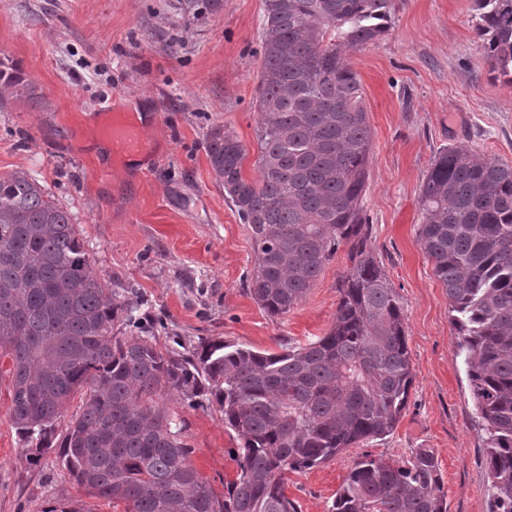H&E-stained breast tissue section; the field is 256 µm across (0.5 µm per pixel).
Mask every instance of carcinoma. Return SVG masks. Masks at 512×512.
Here are the masks:
<instances>
[{
    "instance_id": "obj_1",
    "label": "carcinoma",
    "mask_w": 512,
    "mask_h": 512,
    "mask_svg": "<svg viewBox=\"0 0 512 512\" xmlns=\"http://www.w3.org/2000/svg\"><path fill=\"white\" fill-rule=\"evenodd\" d=\"M493 71L512 85V0H476ZM392 0H263L255 108L259 179L243 144L206 134L216 184L246 225L249 292L288 314L349 246L351 267L328 332L280 353L220 337L159 345V320L96 279L72 214L29 172L0 175V358L10 359L9 416L36 463L58 450L92 497L124 512H298L286 473L309 470L393 432L413 364L403 306L368 248L363 192L371 129L344 48L375 45ZM190 19L224 0H175ZM418 237L448 294L478 422L485 431L489 512H512V164L468 147L440 151L418 198ZM219 406L240 441L237 472L215 496L190 462L184 426L157 396ZM80 412L58 429L67 403ZM329 512H448L438 459L362 456Z\"/></svg>"
}]
</instances>
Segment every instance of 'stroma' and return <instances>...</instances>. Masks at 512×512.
<instances>
[{
  "label": "stroma",
  "instance_id": "stroma-1",
  "mask_svg": "<svg viewBox=\"0 0 512 512\" xmlns=\"http://www.w3.org/2000/svg\"><path fill=\"white\" fill-rule=\"evenodd\" d=\"M173 0H0V66L23 85L0 93V175L23 169L68 209L88 243L94 276L118 299L137 296L164 323L160 342L220 336L279 352L328 332L349 267L340 246L306 298L272 316L249 293L254 264L245 224L214 180L205 150L223 126L246 149L242 173L258 177L255 90L263 60L262 0L184 19ZM474 0H393L388 32L346 54L363 88L372 156L363 197L369 247L403 306L415 376L390 435L344 449L288 476L298 512H328L355 458L436 455L449 512H487L484 433L476 424L448 296L418 240L417 198L438 151L466 146L512 163V86L495 80L475 31ZM146 108L154 140L147 175L104 178L111 157L89 132L94 111ZM0 375V512H122L89 496L57 452L31 464L8 415ZM159 403L185 422L191 463L216 496L237 471L240 445L217 406Z\"/></svg>",
  "mask_w": 512,
  "mask_h": 512
}]
</instances>
